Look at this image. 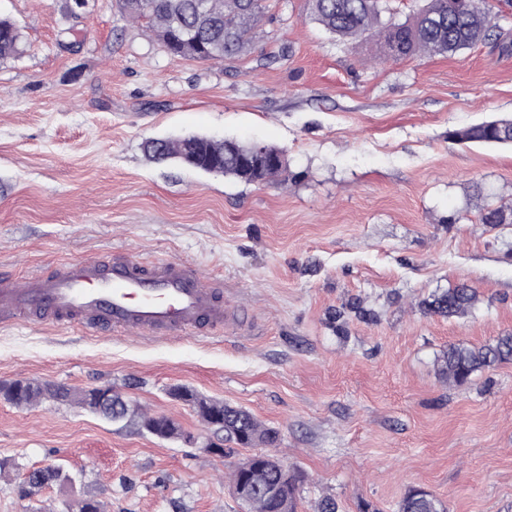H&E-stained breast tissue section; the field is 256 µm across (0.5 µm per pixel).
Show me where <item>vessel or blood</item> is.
<instances>
[{
	"mask_svg": "<svg viewBox=\"0 0 512 512\" xmlns=\"http://www.w3.org/2000/svg\"><path fill=\"white\" fill-rule=\"evenodd\" d=\"M18 322L94 334L198 337L237 326L238 314L225 303L222 283L194 265L114 253L0 281V325Z\"/></svg>",
	"mask_w": 512,
	"mask_h": 512,
	"instance_id": "vessel-or-blood-1",
	"label": "vessel or blood"
}]
</instances>
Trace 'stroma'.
Returning <instances> with one entry per match:
<instances>
[{"label":"stroma","mask_w":512,"mask_h":512,"mask_svg":"<svg viewBox=\"0 0 512 512\" xmlns=\"http://www.w3.org/2000/svg\"><path fill=\"white\" fill-rule=\"evenodd\" d=\"M0 0L22 52L0 62V274L50 273L115 252L180 259L224 283L241 324L202 338L93 336L0 326V381L109 386L175 421L164 440L73 405L0 401V512H61L79 495L109 512H248L226 444L176 385L251 412L279 433L271 455L339 512H396L424 488L447 512H512V362L449 384L451 344L512 334V146H466L453 130L512 115V52L479 44L443 58H385L347 43L305 0H265L247 49L171 56L115 0ZM205 134L283 150L254 186L144 152ZM508 223H481L483 208ZM467 283L470 313L431 295ZM61 467L29 498L35 471Z\"/></svg>","instance_id":"35a3bbf8"}]
</instances>
